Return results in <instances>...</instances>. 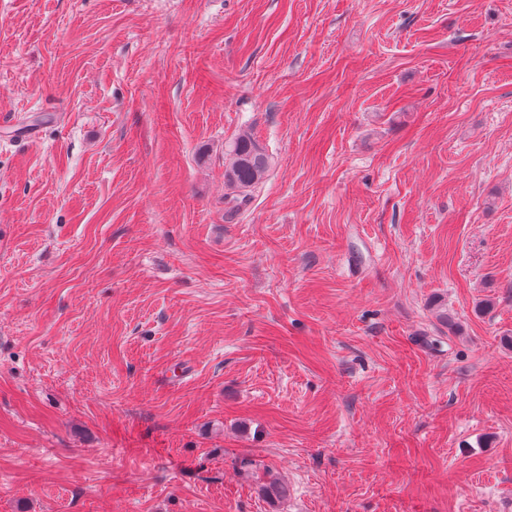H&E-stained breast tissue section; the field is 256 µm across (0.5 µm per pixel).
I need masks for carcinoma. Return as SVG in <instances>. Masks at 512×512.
Returning a JSON list of instances; mask_svg holds the SVG:
<instances>
[{"instance_id":"carcinoma-1","label":"carcinoma","mask_w":512,"mask_h":512,"mask_svg":"<svg viewBox=\"0 0 512 512\" xmlns=\"http://www.w3.org/2000/svg\"><path fill=\"white\" fill-rule=\"evenodd\" d=\"M228 165L224 179L245 199L259 185L269 170L270 162L264 148L249 133H242L227 146Z\"/></svg>"}]
</instances>
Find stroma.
Here are the masks:
<instances>
[{"label":"stroma","instance_id":"1","mask_svg":"<svg viewBox=\"0 0 512 512\" xmlns=\"http://www.w3.org/2000/svg\"><path fill=\"white\" fill-rule=\"evenodd\" d=\"M0 512H512V0H0ZM228 165L224 179L228 186L236 189L241 203L250 196L269 170L270 162L264 148L249 133H242L227 146Z\"/></svg>","mask_w":512,"mask_h":512}]
</instances>
